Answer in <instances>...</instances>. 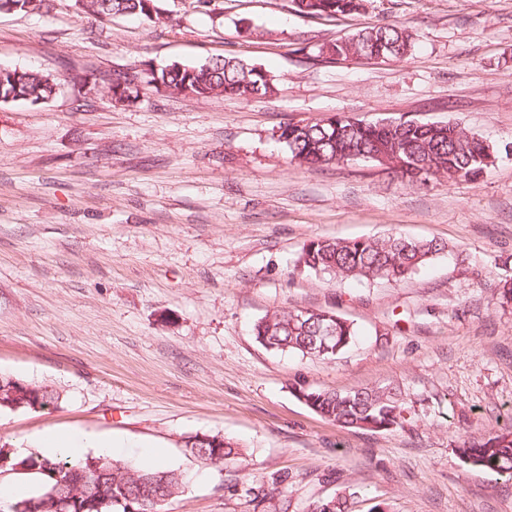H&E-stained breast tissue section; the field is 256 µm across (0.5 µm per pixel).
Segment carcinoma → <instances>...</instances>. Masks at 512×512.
<instances>
[{
	"mask_svg": "<svg viewBox=\"0 0 512 512\" xmlns=\"http://www.w3.org/2000/svg\"><path fill=\"white\" fill-rule=\"evenodd\" d=\"M366 0H293L298 12L314 17L349 14L362 9ZM81 10L101 22L117 14L137 15L153 23L168 19L162 0H82ZM412 31L387 24L322 48L330 58L355 57L377 60L404 57L413 47ZM187 97L267 96L276 92L274 79L258 66L235 57L212 58L198 65L171 64L159 71L141 64L131 73H115L107 89L112 99L133 101L140 79ZM51 74L14 68L0 74V101L39 104L57 90ZM278 140L291 159L309 166H328L350 159L380 166L415 183L431 176L450 181L476 180L494 164L493 147L457 122H423L414 119L364 123L339 116L334 123L317 121L303 126L288 124ZM444 249L433 240H413L400 234L352 240L314 239L306 243L297 265L310 273L336 279L397 282ZM256 340L266 349L296 352L318 359H332L357 336L353 324L324 310H276L260 318L253 328ZM13 384L12 394L0 395V410L36 411L59 402L60 393L24 381ZM309 407L322 417L347 428L388 430L406 421L404 399L396 388H361L345 392L302 389ZM188 452L213 467L233 472L246 468L243 450L217 435L212 441L193 443ZM462 461L473 468L512 479V423L492 435L458 449ZM10 456L9 471L34 476L39 483L34 497L41 512H161V507L182 491L183 474L164 467L144 468L107 456L48 457L33 450L20 458L6 445L0 454ZM242 496L253 512H289L288 476L253 479L242 483ZM355 493L339 492L321 500L311 512H352ZM68 501L67 510L60 509Z\"/></svg>",
	"mask_w": 512,
	"mask_h": 512,
	"instance_id": "cac0c4a2",
	"label": "carcinoma"
}]
</instances>
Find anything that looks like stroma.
<instances>
[{
	"mask_svg": "<svg viewBox=\"0 0 512 512\" xmlns=\"http://www.w3.org/2000/svg\"><path fill=\"white\" fill-rule=\"evenodd\" d=\"M169 19L102 23L75 0L0 13V67L40 70L48 101L0 102V378L61 403L0 411V444L47 430L150 452L187 483L164 512H253L186 437L243 447L258 476L287 474L290 512L337 490L354 512H512V480L470 469L463 443L512 417V0H368L308 17L291 0H166ZM399 24L411 54L330 60L323 46ZM233 56L274 76L263 98L183 97L139 82L76 106L71 74ZM333 115L454 121L498 153L474 182L408 184L372 162L291 161L280 127ZM391 232L445 243L396 283L296 265L304 243ZM328 310L358 340L333 359L273 354L253 336L274 310ZM400 386L407 421L346 429L295 395Z\"/></svg>",
	"mask_w": 512,
	"mask_h": 512,
	"instance_id": "stroma-1",
	"label": "stroma"
}]
</instances>
